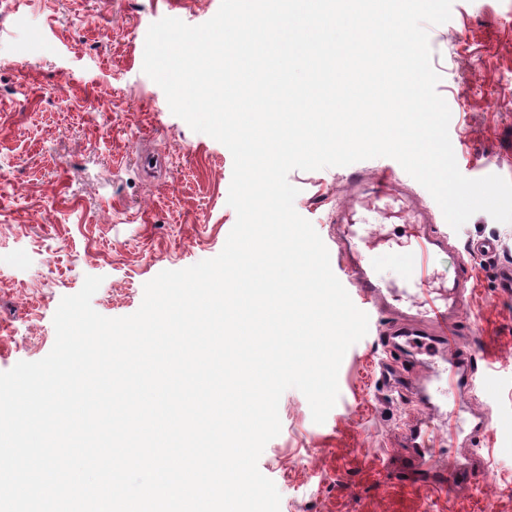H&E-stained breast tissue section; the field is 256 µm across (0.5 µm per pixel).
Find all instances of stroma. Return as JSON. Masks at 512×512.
Here are the masks:
<instances>
[{
	"label": "stroma",
	"instance_id": "obj_1",
	"mask_svg": "<svg viewBox=\"0 0 512 512\" xmlns=\"http://www.w3.org/2000/svg\"><path fill=\"white\" fill-rule=\"evenodd\" d=\"M220 0H0V372L44 358L53 317L86 276L102 277L93 309L134 313L146 282L217 256L237 215L227 203L233 158L226 146L172 114L143 71L151 24L173 17L199 25ZM437 92L447 102L460 172L512 180V0H453L449 21L428 28ZM404 183L439 228L435 257L454 279L474 240L498 244L512 263V223L475 213L451 231L430 193L394 159L294 170V207L335 251L332 218L349 175ZM461 319L478 326L493 376L468 396L442 390L448 415L431 417L376 380L381 321L346 352L339 396L324 423L297 389L279 402L281 431L263 450L260 472L280 495V512H512V291L495 270L475 268ZM490 416L479 447L468 441L476 410ZM430 426L448 463L478 453L471 487L437 496L385 472L381 457L402 448L408 421Z\"/></svg>",
	"mask_w": 512,
	"mask_h": 512
}]
</instances>
